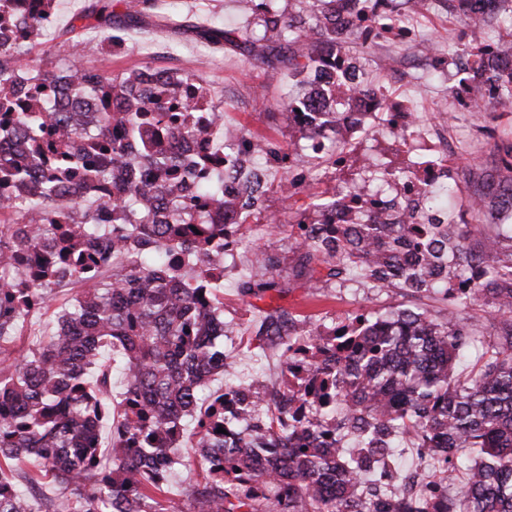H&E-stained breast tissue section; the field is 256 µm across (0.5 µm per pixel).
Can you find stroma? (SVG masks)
<instances>
[{
    "mask_svg": "<svg viewBox=\"0 0 512 512\" xmlns=\"http://www.w3.org/2000/svg\"><path fill=\"white\" fill-rule=\"evenodd\" d=\"M263 13L260 6L243 13L239 0H154L142 20L130 24L123 17L120 0H54L48 28L37 39L32 56L46 68L79 60L112 75L144 64L194 72L210 101L222 106L225 123L284 148L291 139V128L282 104L308 94L288 74L287 45L264 47L257 42H227L212 35L218 28L230 30L248 21L259 23ZM461 23V18L449 17L440 7L417 20L421 34L446 37L449 51L445 54L426 57L412 43L377 41L368 46L354 38L344 53L351 62L365 67L372 88H384L386 97L403 101L421 125L432 128L447 123L449 133L461 143L459 153L448 158V184L456 190L448 202V214L457 224H487L490 216L469 207L468 169L475 163L494 166L493 137L512 138V104L488 115L462 110L449 97V86L461 78L449 59L450 53L460 50L454 33ZM108 33L113 36L109 43L103 40ZM273 72L278 74V81L270 80ZM425 148L419 141L403 144L378 110L365 113L344 150L342 164L328 163L322 154L309 149L292 156L287 172L300 185L292 198H283L277 189L285 171L276 163H264L267 191L243 224L234 267L224 275V318L234 328L232 380L268 389L276 386L281 372L278 356L249 345L253 326L270 308L282 306L314 323L328 324L399 302L395 289L373 288L356 274L321 290L309 287L307 277L298 273L294 237L298 224L320 220L318 203L334 199L337 190L361 180L365 157L375 158L392 171L422 159ZM270 215L284 226L282 233L270 240L281 257L278 280L283 290L256 300L242 296L239 285L253 272L249 248Z\"/></svg>",
    "mask_w": 512,
    "mask_h": 512,
    "instance_id": "stroma-1",
    "label": "stroma"
}]
</instances>
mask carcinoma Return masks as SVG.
Here are the masks:
<instances>
[{
    "label": "carcinoma",
    "instance_id": "cac0c4a2",
    "mask_svg": "<svg viewBox=\"0 0 512 512\" xmlns=\"http://www.w3.org/2000/svg\"><path fill=\"white\" fill-rule=\"evenodd\" d=\"M384 0H313L323 18L321 43L341 46L361 16ZM149 0H121L138 21ZM17 41L10 0H0V512H173L169 477L179 464L185 422L190 458L202 475L187 486L190 512H512V235L449 220L377 224H297L300 271L321 288L357 269L377 288L415 298L446 285L444 310L394 305L358 313L321 330L308 318L272 308L254 326L262 351L285 358L277 387L244 382L205 393L229 367L224 338L222 258L239 244L238 225L209 218L236 207L224 180L259 184L212 155L180 153L181 138L205 127L194 119L222 109L207 101L197 75L143 65L122 77L80 62L45 69L28 57L52 0H32ZM264 37L285 41L288 69L319 83L314 97L335 96L325 54L305 31L276 12ZM472 105L490 112L512 102V69L466 44ZM37 90L26 93V84ZM70 91L62 109L56 85ZM182 94L181 111L171 101ZM360 123L351 112H326L321 124L292 135L288 146L322 137L334 147ZM496 165L471 169L476 211L512 219V140L493 144ZM153 168L157 181L105 200L72 186L104 183L113 166ZM216 173L203 181L201 172ZM258 273L242 281L258 300L280 292V260L268 246L254 252ZM78 293L44 330L31 328L64 288ZM481 303L493 342L484 343L461 313ZM30 335L18 355L7 345ZM481 347L464 380L463 353ZM125 387L118 417L110 399L112 367ZM316 400L299 412L306 393ZM243 421L245 438L218 432ZM111 423V452L100 434ZM356 437L345 454L327 435ZM438 458L412 491L367 479L388 466L401 440ZM21 476L20 489L15 476ZM64 494L42 495L43 480Z\"/></svg>",
    "mask_w": 512,
    "mask_h": 512
}]
</instances>
